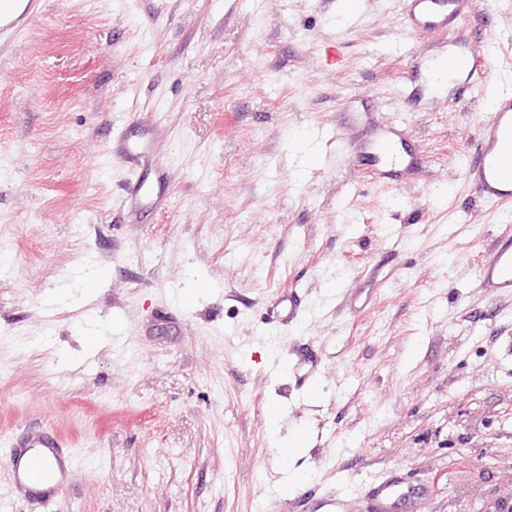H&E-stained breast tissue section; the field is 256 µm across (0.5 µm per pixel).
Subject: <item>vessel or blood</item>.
I'll return each mask as SVG.
<instances>
[{
    "label": "vessel or blood",
    "instance_id": "vessel-or-blood-1",
    "mask_svg": "<svg viewBox=\"0 0 512 512\" xmlns=\"http://www.w3.org/2000/svg\"><path fill=\"white\" fill-rule=\"evenodd\" d=\"M410 31L455 29L471 13L474 0H398ZM43 11V0H0V38H16ZM153 128L145 126L139 139L126 132L112 138L110 151L126 162L134 163L150 155ZM371 164L377 175L385 177L409 168L411 160L396 149L390 136L373 144ZM466 177L484 202L497 206L512 205V80L502 79L493 98L492 116L481 128L475 154L466 169ZM479 282L487 295L512 289V231L500 234L478 266ZM300 313L296 290L277 294L272 303L275 321L289 324ZM292 372L299 386L316 379L318 361L304 351L294 354ZM64 442L51 433L14 438L8 442L4 466L11 485L20 491L40 490L42 500L54 502L62 489L64 475L73 461L64 453ZM424 496L421 485L391 477L372 484L368 490L370 512H417Z\"/></svg>",
    "mask_w": 512,
    "mask_h": 512
}]
</instances>
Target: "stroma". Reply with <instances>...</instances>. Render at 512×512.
<instances>
[{"label": "stroma", "instance_id": "stroma-1", "mask_svg": "<svg viewBox=\"0 0 512 512\" xmlns=\"http://www.w3.org/2000/svg\"><path fill=\"white\" fill-rule=\"evenodd\" d=\"M460 51L475 75L436 87ZM505 69L512 0L416 34L397 0H46L0 42V439L50 428L74 463L50 511L0 471V512H366L394 474L418 512H512V292L477 281L512 213L464 175ZM145 120L168 177L134 212L109 140ZM386 126L416 166L376 183ZM274 401L314 440L292 487ZM300 313V301L295 289L280 292L272 303V319L282 324H291ZM292 372L300 387L311 385L319 373L317 358L305 351L293 352Z\"/></svg>", "mask_w": 512, "mask_h": 512}]
</instances>
